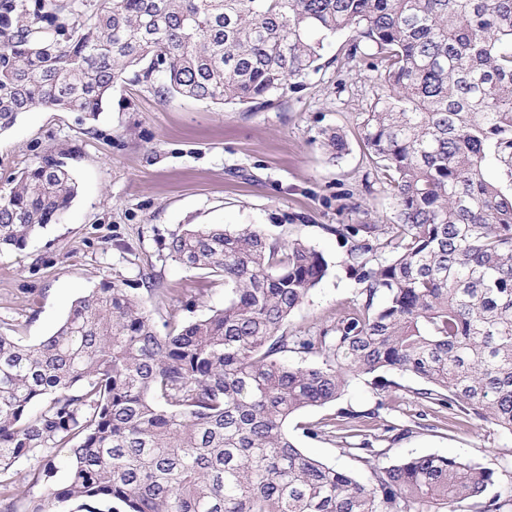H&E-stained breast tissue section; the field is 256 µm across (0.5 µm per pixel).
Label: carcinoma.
<instances>
[{"label":"carcinoma","instance_id":"obj_1","mask_svg":"<svg viewBox=\"0 0 512 512\" xmlns=\"http://www.w3.org/2000/svg\"><path fill=\"white\" fill-rule=\"evenodd\" d=\"M378 73L361 140L397 202L390 224H338L360 285L319 331H283L328 270L300 238L193 225L168 256L224 278V307L156 330L109 277L35 345L0 332V512L17 468L46 482L24 512H506L495 472L435 454L367 476L296 446L288 421L350 378L412 374L431 409L512 435V0H0V133L33 109L94 117L127 72L163 97L247 105L320 69L324 41ZM329 154L348 149L320 132ZM77 195L65 162L35 157L0 192V250L60 223ZM303 355L291 364L286 354ZM66 480L52 481L57 467Z\"/></svg>","mask_w":512,"mask_h":512}]
</instances>
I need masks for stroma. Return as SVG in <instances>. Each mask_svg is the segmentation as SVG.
Here are the masks:
<instances>
[{"label":"stroma","mask_w":512,"mask_h":512,"mask_svg":"<svg viewBox=\"0 0 512 512\" xmlns=\"http://www.w3.org/2000/svg\"><path fill=\"white\" fill-rule=\"evenodd\" d=\"M349 38L345 31L327 40L319 71L302 85L249 108L164 99L150 84L128 81L113 89L96 119L35 109L0 133V190L43 153L65 161L78 184L62 223L40 229L23 250L0 251V330L39 343L105 276L139 295L148 274L170 289L147 302L160 324L222 307V278L168 256L170 237L184 224L254 226L323 253L329 271L289 317L288 333L316 331L353 308L357 284L347 247L331 229L391 223L395 200L360 139L377 80L369 69L341 65ZM324 128L346 134L341 158L322 148ZM190 297L197 301L191 312L182 307ZM396 381L381 393L370 377H355L335 402L292 417L288 432L308 455L359 475L363 465L344 442V414L353 411L364 433L383 436L386 461L456 456L493 470L499 488L512 485L511 436L471 415L424 412L414 396L421 380ZM314 426L320 438L305 435Z\"/></svg>","instance_id":"35a3bbf8"}]
</instances>
